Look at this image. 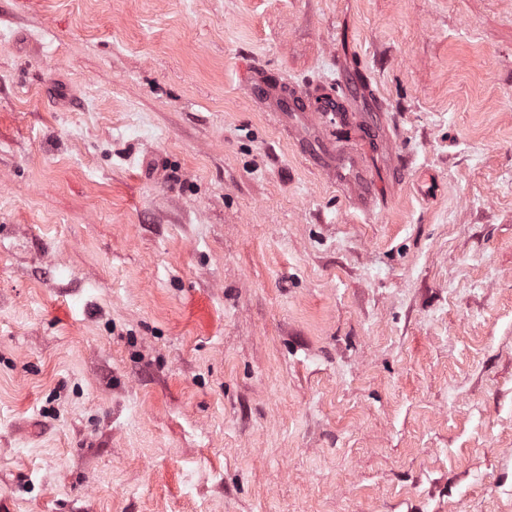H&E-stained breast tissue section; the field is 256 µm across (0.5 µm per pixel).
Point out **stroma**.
Here are the masks:
<instances>
[{"mask_svg":"<svg viewBox=\"0 0 512 512\" xmlns=\"http://www.w3.org/2000/svg\"><path fill=\"white\" fill-rule=\"evenodd\" d=\"M0 512H512V0H0ZM246 86L251 98L262 105L292 131L303 154L327 173L331 180L345 185L359 200H368L374 194L366 172L355 156L336 153L331 149L316 150V140L305 135L302 128L291 120L307 111L304 107L306 90L282 86L273 82L263 66L254 65L247 70ZM345 91L339 95L333 90L331 93L321 94L316 97L317 112H325V115L339 117L340 120L351 118L356 110L352 105L353 89L345 86Z\"/></svg>","mask_w":512,"mask_h":512,"instance_id":"1","label":"stroma"}]
</instances>
